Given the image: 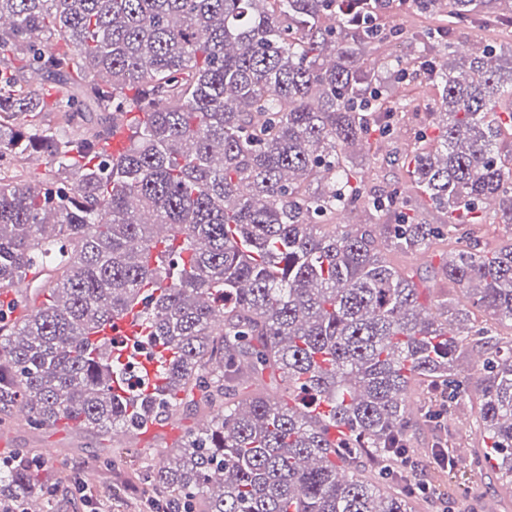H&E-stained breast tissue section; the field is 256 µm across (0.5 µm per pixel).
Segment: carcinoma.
<instances>
[{"label": "carcinoma", "instance_id": "cac0c4a2", "mask_svg": "<svg viewBox=\"0 0 512 512\" xmlns=\"http://www.w3.org/2000/svg\"><path fill=\"white\" fill-rule=\"evenodd\" d=\"M455 24L512 27V0H419ZM362 0H0V403L26 424L79 422L144 434L186 407L177 457L155 451L148 499L186 512H411L366 479L406 451L411 383L453 406L468 389L466 347L485 349L476 418L499 479L512 484V345L421 302L374 230L403 253L454 247L437 274L494 324L512 323V242L480 249L464 224L512 228V48L459 53L451 28L406 40L355 24ZM424 78L438 93L402 164L410 188L448 213L428 224L407 188L368 190L372 157L407 103L385 79ZM56 85L47 103L33 86ZM40 112H59L54 127ZM88 112L105 113L87 128ZM129 131L117 159L112 134ZM40 153L45 169L30 170ZM373 224H338L350 212ZM168 224L164 241L155 226ZM48 271L31 302L17 290ZM141 305L138 341L163 359L164 391L123 348L93 333ZM270 373L278 394L242 387ZM332 427L347 433L327 440ZM26 452L0 466V512H52L56 478Z\"/></svg>", "mask_w": 512, "mask_h": 512}]
</instances>
